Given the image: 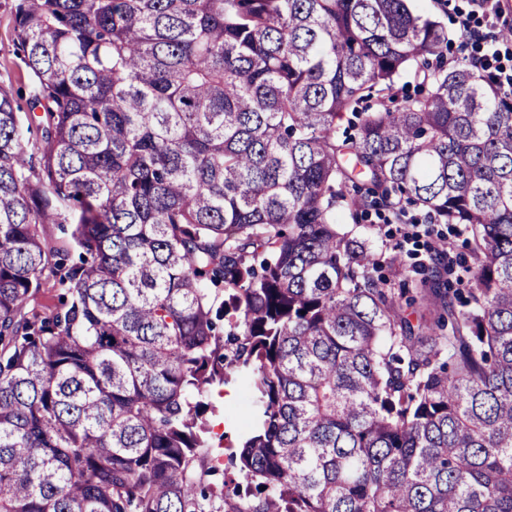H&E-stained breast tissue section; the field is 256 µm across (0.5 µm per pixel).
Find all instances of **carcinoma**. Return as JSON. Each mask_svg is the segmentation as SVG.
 I'll list each match as a JSON object with an SVG mask.
<instances>
[{
  "instance_id": "carcinoma-1",
  "label": "carcinoma",
  "mask_w": 512,
  "mask_h": 512,
  "mask_svg": "<svg viewBox=\"0 0 512 512\" xmlns=\"http://www.w3.org/2000/svg\"><path fill=\"white\" fill-rule=\"evenodd\" d=\"M7 6L0 512H512V92L409 0ZM399 193L473 261L415 326L340 227ZM0 1V85L16 89L21 82L28 84L29 80L12 42L13 17L3 5L4 0ZM59 277L51 276L43 282V286L39 296L36 299L38 309L42 312H50L59 306V296L63 293L58 283ZM233 400L227 406L228 412L224 414V419L217 421L215 423L214 432L218 434H222L224 432L225 438L228 440H234L238 434V428L241 424V418L250 412V407L248 405L243 408V406H239L240 395L237 390L234 392Z\"/></svg>"
}]
</instances>
